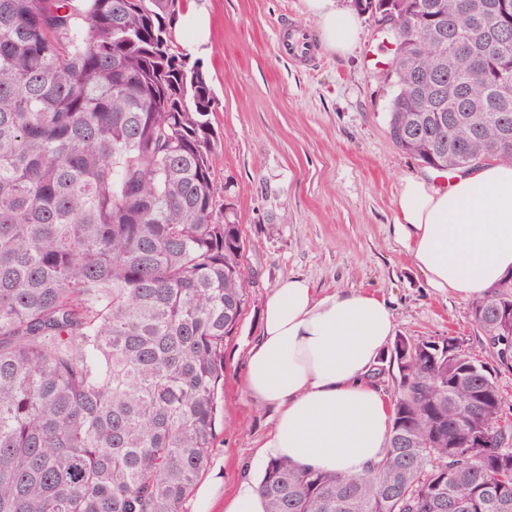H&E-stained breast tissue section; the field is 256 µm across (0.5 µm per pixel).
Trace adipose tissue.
Returning <instances> with one entry per match:
<instances>
[{
  "instance_id": "adipose-tissue-1",
  "label": "adipose tissue",
  "mask_w": 512,
  "mask_h": 512,
  "mask_svg": "<svg viewBox=\"0 0 512 512\" xmlns=\"http://www.w3.org/2000/svg\"><path fill=\"white\" fill-rule=\"evenodd\" d=\"M326 47L354 52L356 15L336 0H304ZM399 238L429 288L469 301L512 274V162L493 161L434 183L404 179L395 199ZM394 310L361 290L320 294L300 276L267 295L259 340L244 354L243 386L272 415L253 442L249 471L224 499V512H266L263 465L285 459L357 474L381 460L392 423L388 396L371 381L394 334Z\"/></svg>"
}]
</instances>
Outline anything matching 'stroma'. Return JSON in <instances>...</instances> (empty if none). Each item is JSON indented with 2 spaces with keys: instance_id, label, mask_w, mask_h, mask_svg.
I'll return each instance as SVG.
<instances>
[{
  "instance_id": "1",
  "label": "stroma",
  "mask_w": 512,
  "mask_h": 512,
  "mask_svg": "<svg viewBox=\"0 0 512 512\" xmlns=\"http://www.w3.org/2000/svg\"><path fill=\"white\" fill-rule=\"evenodd\" d=\"M208 38L200 62L213 90L217 195L242 226L252 284L245 314L224 349V423L185 512H224L251 461L269 411L241 385L244 352L261 333L264 301L298 275L324 290L357 289L390 301L396 336L458 338L495 376L512 417V371L502 369L471 316L470 303L428 288L393 222L402 179L425 173L387 134L392 88L368 62L384 36L360 17L350 56L322 50L306 65L280 55L282 20L316 29L303 0H185L176 35L186 46L195 14Z\"/></svg>"
}]
</instances>
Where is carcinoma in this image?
<instances>
[{
	"instance_id": "carcinoma-1",
	"label": "carcinoma",
	"mask_w": 512,
	"mask_h": 512,
	"mask_svg": "<svg viewBox=\"0 0 512 512\" xmlns=\"http://www.w3.org/2000/svg\"><path fill=\"white\" fill-rule=\"evenodd\" d=\"M372 0L388 135L436 171L512 160V43L494 0ZM183 0H0V512H185L224 420L251 276L214 191L213 92ZM512 336V280L472 302ZM390 446L361 475L273 459L267 512H512V423L485 365L397 339ZM486 434L487 448L464 437Z\"/></svg>"
}]
</instances>
